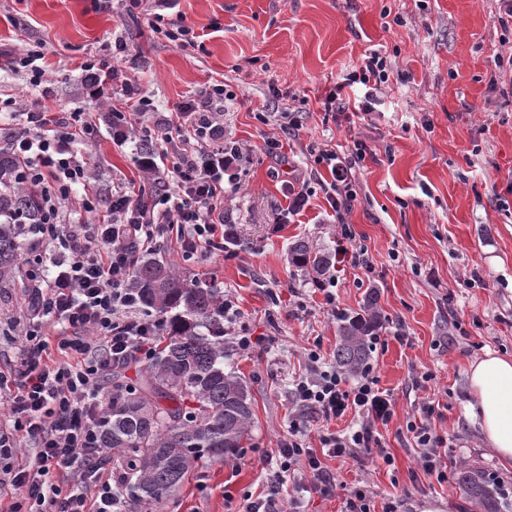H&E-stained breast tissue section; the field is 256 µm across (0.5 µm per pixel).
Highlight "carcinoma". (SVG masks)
I'll return each instance as SVG.
<instances>
[{
  "mask_svg": "<svg viewBox=\"0 0 512 512\" xmlns=\"http://www.w3.org/2000/svg\"><path fill=\"white\" fill-rule=\"evenodd\" d=\"M14 161L0 152V209L17 217L0 224V280H10L20 250L21 227L38 215L36 197L16 190ZM292 262L318 272L329 258L306 243L290 247ZM133 286L147 313L169 318V342L139 370L135 383L112 378V406L104 413L100 443L112 449V464L124 474L134 508L175 492L200 453L222 456L246 447L253 418L246 385L224 372L220 338L198 331L217 313L209 288L190 286L158 260L140 265ZM375 316L366 313L341 327L336 362L356 371L368 358L365 337L375 334ZM458 485L481 512H512V493L479 470H465Z\"/></svg>",
  "mask_w": 512,
  "mask_h": 512,
  "instance_id": "1",
  "label": "carcinoma"
}]
</instances>
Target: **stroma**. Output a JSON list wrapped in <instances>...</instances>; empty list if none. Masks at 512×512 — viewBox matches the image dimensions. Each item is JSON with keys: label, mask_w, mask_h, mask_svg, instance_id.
Here are the masks:
<instances>
[{"label": "stroma", "mask_w": 512, "mask_h": 512, "mask_svg": "<svg viewBox=\"0 0 512 512\" xmlns=\"http://www.w3.org/2000/svg\"><path fill=\"white\" fill-rule=\"evenodd\" d=\"M498 0H179L166 21L203 33L182 48L156 33V0L128 10L125 0H0V48L41 46L42 87L27 74L0 69V102L109 116L119 83L91 94L79 69L89 61L134 79L155 111L174 116L179 103L221 83L233 91L224 130L252 151V161L224 206L238 234L231 257L187 261L173 244L154 258L180 278L232 294L247 332L265 345L242 354L225 348L224 370L248 387L254 409L245 448L202 455L182 489L143 512H240L244 495L261 493L265 457L274 455L299 410L287 391L306 372V356L323 339L334 363L340 319L327 312L323 292L295 267L291 244L335 252L340 224H349L373 258L372 271L340 259L331 267L336 303L348 316L372 306L387 345L369 349L382 389L396 397L393 419L380 427L392 466L368 458L328 461L336 476L330 496L306 497V512H341L347 490H368L373 512L403 500L402 512L426 504L449 512H479L460 491L461 469L477 467L512 485L504 465L473 417L469 365L486 352L512 356V94L497 56L512 55L497 17ZM386 56L390 79L368 115L356 113L362 84L343 87L348 71L371 52ZM346 108L329 110L334 91ZM296 126L280 159L266 156L267 139ZM363 144L352 171L357 199L337 218L322 189L326 168L309 145L349 154ZM85 151L108 176L139 181L134 143H113L108 125ZM307 191L304 210L288 205ZM478 275L483 286H468ZM31 300L20 275L0 286V368L15 364L21 344L13 326ZM405 328L408 340L391 339ZM432 379L415 388L413 371ZM440 404L437 433L450 439L448 480L418 477V450L406 423L425 400Z\"/></svg>", "instance_id": "obj_1"}]
</instances>
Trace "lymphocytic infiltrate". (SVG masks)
<instances>
[{
    "label": "lymphocytic infiltrate",
    "mask_w": 512,
    "mask_h": 512,
    "mask_svg": "<svg viewBox=\"0 0 512 512\" xmlns=\"http://www.w3.org/2000/svg\"><path fill=\"white\" fill-rule=\"evenodd\" d=\"M223 85L197 93L177 108L175 118L155 117L152 129L140 127L150 110L139 98L132 117L113 123L112 140L124 144L147 136L153 150L137 151L133 163L142 183L109 179L80 149L98 131L89 112L25 110L20 127L5 141L19 166L15 184L40 196L41 216L30 225L31 249L49 244L48 257L31 259L32 302L21 317L24 339L13 375L0 373V407L10 425L0 431V487H12L0 512H128L127 492L116 470L105 466L100 419L112 400L101 377L108 369L152 358L166 319L139 310L134 273L159 239L174 237L186 256L223 250L235 224L224 210V187L236 185L252 157L224 136ZM330 175L333 208L352 209L357 193L353 162L322 149L315 157ZM87 193L82 208L88 220L66 224L61 216L73 184ZM311 377L294 380L292 402L308 416L327 421L355 413L356 427L324 429L318 447L308 442L307 426L291 421L268 461L266 493L246 512H296L297 500H283L284 488L326 495L336 478L325 462L358 456L393 458L379 426L395 414V399L382 390L373 365L354 379L327 365L320 349L309 350ZM437 406L427 400L406 424L419 450L425 475L445 481L441 461L446 436L431 426ZM34 452L24 461L14 455L21 444Z\"/></svg>",
    "instance_id": "lymphocytic-infiltrate-1"
}]
</instances>
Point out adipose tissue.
<instances>
[{
	"label": "adipose tissue",
	"mask_w": 512,
	"mask_h": 512,
	"mask_svg": "<svg viewBox=\"0 0 512 512\" xmlns=\"http://www.w3.org/2000/svg\"><path fill=\"white\" fill-rule=\"evenodd\" d=\"M469 385L484 438L503 461L512 463V356L486 353L471 364Z\"/></svg>",
	"instance_id": "adipose-tissue-1"
}]
</instances>
